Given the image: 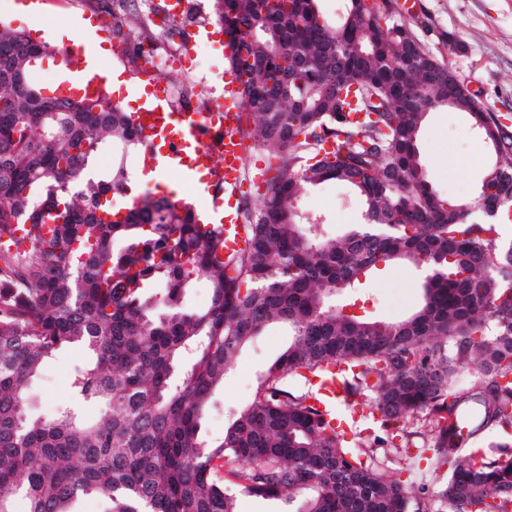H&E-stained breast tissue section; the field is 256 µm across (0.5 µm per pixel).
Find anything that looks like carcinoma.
<instances>
[{
  "instance_id": "obj_1",
  "label": "carcinoma",
  "mask_w": 512,
  "mask_h": 512,
  "mask_svg": "<svg viewBox=\"0 0 512 512\" xmlns=\"http://www.w3.org/2000/svg\"><path fill=\"white\" fill-rule=\"evenodd\" d=\"M372 5H367V2ZM215 0L229 69L252 58L238 91L244 137L279 160L244 207L246 248L224 250V225L151 193L115 207L143 144L132 115L105 97L48 95L33 79L49 47L0 28V235L26 224L27 245L0 249V512H236L240 494L283 512H426L411 485L360 459L345 434L294 394L340 363L346 395L376 394L370 414L398 430L425 412L436 426L433 472L452 512H512V441L465 451L512 428V131L417 38L388 0ZM299 60L292 74L279 59ZM468 114L495 160L473 204L442 199L422 170L426 115ZM112 167L99 171V154ZM340 182L363 222L329 236L298 214L309 187ZM423 267L418 309L398 322L357 316L336 297L381 263ZM208 284L210 305L184 304ZM288 346L218 440L201 429L242 351L271 326ZM73 344L76 399L31 410L45 360Z\"/></svg>"
}]
</instances>
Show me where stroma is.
Here are the masks:
<instances>
[{"instance_id":"obj_1","label":"stroma","mask_w":512,"mask_h":512,"mask_svg":"<svg viewBox=\"0 0 512 512\" xmlns=\"http://www.w3.org/2000/svg\"><path fill=\"white\" fill-rule=\"evenodd\" d=\"M18 2L0 0V24L26 31L36 42L46 44L52 41L53 29L88 19L92 5H99L104 16L112 11V0H51L27 20L18 14ZM395 7L422 43L478 93L490 111L512 119V0H395ZM452 38L458 41V48H449ZM184 40L197 49L203 67L216 80L209 99L223 100L227 64L225 37L219 27H212L207 35L186 29ZM117 59L112 52L98 59L102 68L120 70L128 83L126 89L112 93L111 99L125 111L137 112L148 97L146 78L132 66H119ZM418 146L422 168L437 195L456 201L477 197L493 158L466 113L445 107L429 112ZM299 206L304 217L326 225L331 232H343L348 225L363 220V204L358 196L333 182L308 188ZM424 275L423 269L410 264L383 266L367 278L362 292L340 296L336 303L342 306L356 302L365 315L398 321L419 305ZM287 343V329L274 326L243 351L233 373L214 396L204 422L207 439L222 436L226 417L253 400L258 376ZM87 357L85 349L74 346L61 349L48 360L33 382L32 408L36 414L49 417L60 405L75 402L71 377ZM396 442L408 450L404 464L389 462V447L382 443L373 452L380 468L406 483L424 485L428 512H448L442 483L430 478L432 434L427 417H412Z\"/></svg>"}]
</instances>
